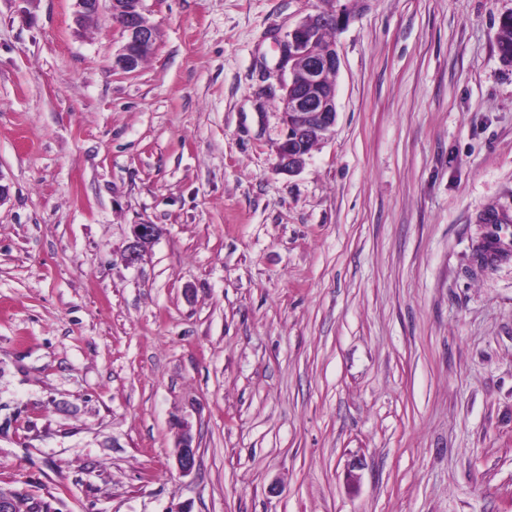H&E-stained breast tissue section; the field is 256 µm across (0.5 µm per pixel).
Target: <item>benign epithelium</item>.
I'll return each mask as SVG.
<instances>
[{
	"label": "benign epithelium",
	"mask_w": 512,
	"mask_h": 512,
	"mask_svg": "<svg viewBox=\"0 0 512 512\" xmlns=\"http://www.w3.org/2000/svg\"><path fill=\"white\" fill-rule=\"evenodd\" d=\"M103 1L109 2L111 12L121 14L118 29L122 44L113 58L112 71L133 75L154 53L157 31L146 20L143 0H133L131 6H123L117 0H75L76 24L86 27L98 14ZM357 2L359 0H342L336 10L310 16L276 40L280 67L289 68L288 79L281 83L280 97L285 134L277 147L278 165L283 171L300 168L309 155V145L326 139L336 122V87L329 75L339 68V56L313 51V25L343 28L353 18V5ZM157 236L158 228L153 224L132 225L131 239L123 254L125 263H140L143 244L154 241ZM179 431L176 464L181 473L188 474L195 465L196 448L187 427L181 424Z\"/></svg>",
	"instance_id": "obj_1"
}]
</instances>
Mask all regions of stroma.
Here are the masks:
<instances>
[{"mask_svg":"<svg viewBox=\"0 0 512 512\" xmlns=\"http://www.w3.org/2000/svg\"><path fill=\"white\" fill-rule=\"evenodd\" d=\"M0 0V488L50 512H512V0H363L279 169L275 44L336 0ZM134 224L162 233L126 265ZM197 448L173 450L179 422ZM357 463L349 482L348 463ZM75 22L84 28L98 14L101 2H109L111 13H121V22L117 25L122 44L116 52L112 71L123 74H135L140 65L154 53L158 34L144 15L143 0H74ZM117 1H133L131 6H123ZM136 4V5H135ZM178 426L180 437L176 450V464L181 473L188 474L195 465L196 448L192 445L193 439L187 427L183 424Z\"/></svg>","mask_w":512,"mask_h":512,"instance_id":"stroma-1","label":"stroma"}]
</instances>
